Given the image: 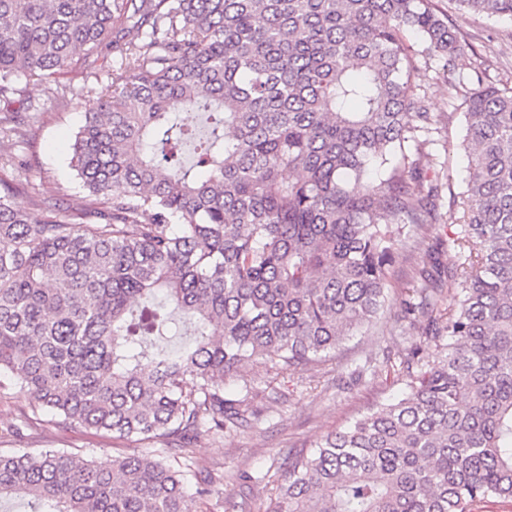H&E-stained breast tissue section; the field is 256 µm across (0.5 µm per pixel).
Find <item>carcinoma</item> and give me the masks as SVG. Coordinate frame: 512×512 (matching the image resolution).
Listing matches in <instances>:
<instances>
[{
  "instance_id": "carcinoma-1",
  "label": "carcinoma",
  "mask_w": 512,
  "mask_h": 512,
  "mask_svg": "<svg viewBox=\"0 0 512 512\" xmlns=\"http://www.w3.org/2000/svg\"><path fill=\"white\" fill-rule=\"evenodd\" d=\"M432 0H0V101L102 50L125 60L88 100L70 164L99 208L66 222L0 178V372L63 428L161 443L109 467L0 454V500L31 512H192L198 472L170 455L246 411L224 376L333 357L384 310L408 224L438 221L415 175L420 52L453 66L458 33ZM512 19V0H455ZM457 262L427 255L402 320L434 345L401 361L406 392L310 451L288 453L271 512H472L512 501V87L465 99ZM423 324H418V318ZM194 326L178 349L172 327Z\"/></svg>"
}]
</instances>
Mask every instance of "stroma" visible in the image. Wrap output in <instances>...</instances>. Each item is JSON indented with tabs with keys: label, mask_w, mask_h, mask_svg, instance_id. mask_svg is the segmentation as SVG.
<instances>
[{
	"label": "stroma",
	"mask_w": 512,
	"mask_h": 512,
	"mask_svg": "<svg viewBox=\"0 0 512 512\" xmlns=\"http://www.w3.org/2000/svg\"><path fill=\"white\" fill-rule=\"evenodd\" d=\"M433 5L448 16L466 46L450 69H443L434 56L418 62L413 77L416 109L430 117L419 169L440 186L437 207L443 223L456 224L461 212L450 198L464 191L467 177V157L461 147L465 104L450 86L456 82L470 89L481 84L512 86V19H488L458 9L452 0H433ZM119 64V56L109 52L96 74L79 67L69 71L63 81L70 93L63 102L54 99L48 83L20 79L21 95L12 105L20 125L16 132L0 134V177L26 162L30 188L17 194L15 203L32 218L40 216L34 195L38 189L58 192L66 213L85 207V193L69 165L66 147L82 121L85 96L110 97L112 69ZM405 234L390 267L391 308L370 335L345 341L332 360L305 371L282 373L255 363L225 378L224 388L230 392L249 382L248 421L221 435L201 433L191 445L189 454L196 466L216 477L207 495L194 497L195 512H233L234 505L243 502L250 512H267L277 496V473L290 451L311 448L373 404L401 396L405 381L397 367L410 341L399 335L397 316L409 288L419 281L429 252H437L444 267L457 260L454 251L438 243L435 230L409 228ZM50 449L107 465L113 457L142 451L143 446L78 426L60 428L34 393L1 376L0 453L36 457ZM245 472L251 482L242 481Z\"/></svg>",
	"instance_id": "obj_1"
}]
</instances>
